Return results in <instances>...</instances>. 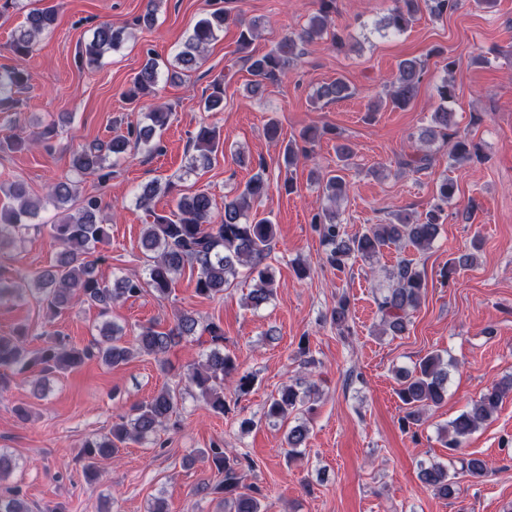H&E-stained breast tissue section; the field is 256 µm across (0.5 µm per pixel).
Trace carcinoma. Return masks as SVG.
I'll use <instances>...</instances> for the list:
<instances>
[{"label":"carcinoma","mask_w":512,"mask_h":512,"mask_svg":"<svg viewBox=\"0 0 512 512\" xmlns=\"http://www.w3.org/2000/svg\"><path fill=\"white\" fill-rule=\"evenodd\" d=\"M462 0H394L393 7L381 21V28L392 33L405 32L424 10L440 19L457 11ZM336 0H319L316 14L306 26L284 35L270 51L254 55L249 51L258 32V23L245 21L240 14L226 8H216L200 18L193 27L183 49L166 65L167 77L179 80L185 72L199 67L207 45L224 27L233 24L239 29V62L251 76L247 91L253 96L263 93L270 85L281 83L297 65L302 55L301 46L316 39L328 38L336 51L349 47L347 36L331 28L330 19L336 13ZM55 22V14L46 9L34 8L26 16L25 25L17 29L9 43V51L19 59L30 55L36 38L49 30ZM124 27H114L110 22L100 24L93 37L85 45V64L94 67L108 53L118 50L127 40ZM426 75V61L407 58L399 62L397 74L386 85L385 98L372 101L367 111L377 112L381 107L405 109L415 98L419 85ZM160 79V65L152 57L133 77L125 92L126 100L139 105L146 97L155 94ZM29 75L21 67L0 66V108L9 109L17 103V95L27 85ZM224 78L214 79L208 94L201 99L206 112L224 110ZM440 104L432 113V125L419 136L423 142L438 139L451 145L449 158L456 165L480 158L478 148L457 128L454 113L448 110V102L455 97V87L446 79L437 88ZM352 94L350 85L342 78L322 86L316 96L318 101L335 102ZM171 117L166 105L150 108L144 115L145 124L129 126L127 134L115 136L106 143L93 142L72 152L70 167L80 176H95L101 183L112 175V166L125 158L133 148L144 145L158 150L154 142L158 132L165 129ZM55 124L42 127L35 138L25 140L17 136L0 139V149H21L34 143L47 144L54 136ZM302 143L288 141L283 149V163L289 169L297 165L299 158H310V145L318 140V131L312 127L300 133ZM193 154L189 157L187 171L197 167L208 168L223 148L220 131L210 125H202L190 141ZM237 161L242 166H255L257 171L245 182L243 188L230 200H224V212L215 218V202L205 190L178 194L176 211L161 215L150 204L159 191L171 193L175 186L171 181L160 184L153 181L145 185L138 195V204L153 217L145 225L140 246L147 258L146 274L124 276L112 284L100 282L94 275L90 255L106 244L109 239L108 225L100 217V202L93 195L84 197L81 206L70 210L69 202L75 198L73 181L61 180L50 186L46 197L31 198L23 183L15 182L0 191L16 201L14 206L0 209V254L15 246L18 236L28 224L39 216L50 203L64 215L45 225L50 239L59 247L56 264L38 276L32 277L19 270H0V304L24 302L30 298L43 299L51 316L56 317L75 303L96 306L105 316L112 303L124 297L137 296L150 289L158 299H167L172 285L185 267L197 269L196 291L213 297L231 287L236 280L247 275L254 281L246 296L247 306L257 309L267 304L276 294L275 270L267 263L275 238V225L268 218L251 216L252 201L267 194L269 183L265 177L264 162L253 161L240 154ZM432 155L419 147L403 158L399 165L413 172L430 168ZM348 190V183L340 174L331 175L324 184V195L329 206L315 215L322 242L327 247V263L341 271L353 256L372 259L390 243L404 241L420 252L428 250L440 232L444 222V210L437 205L424 217L413 219L408 214H392L386 224H373L360 235L350 236L343 226L336 223L332 206ZM389 287L379 291L376 297L382 331L393 335L403 334L410 323V315L422 299L424 274L412 259H400L390 271ZM350 299L341 295L331 311V323L336 330L349 329ZM202 328L210 336L213 348L198 366L186 375L182 390L165 387L148 400L132 409L106 434L87 438L81 455L84 469L91 475L103 471V464L116 457L128 442L158 443L161 431L178 426V414L184 395L203 399L213 412L222 414L224 380L232 379L235 392L244 396L250 393L254 377L239 370L234 356L224 352V329L211 322L200 326V321L189 311L176 315L175 323L166 331L154 325L142 326L134 342L124 340L123 329L109 320L98 327L100 339L85 347H77L65 338L50 337L36 352L28 348V336L19 329L11 336H0V392L8 390L12 375L24 370L40 368L42 374H52L74 369L85 361L97 358L108 366L124 364L137 355L152 356L159 366L167 368V354L186 336ZM397 395L404 405L402 424L405 429L420 425L425 411L439 404L448 388V362L439 353H430L410 369L397 372ZM316 391L310 384L300 392L292 384L284 385L267 402L265 416L276 424H284L296 414L311 410L308 398ZM512 393V376L485 388L470 406L444 428V447L454 453L480 425L490 420L498 411L503 399ZM308 426L301 422L288 429L287 454L290 458L305 453ZM202 459L212 463L224 479L214 486L220 495L219 505L224 512H265L264 496L255 486L243 484L242 460L224 448V443L213 442L200 451ZM421 484L434 494L450 498L457 493L455 475L440 462L423 464L418 471ZM0 512H31L21 494L14 489L0 492Z\"/></svg>","instance_id":"cac0c4a2"}]
</instances>
